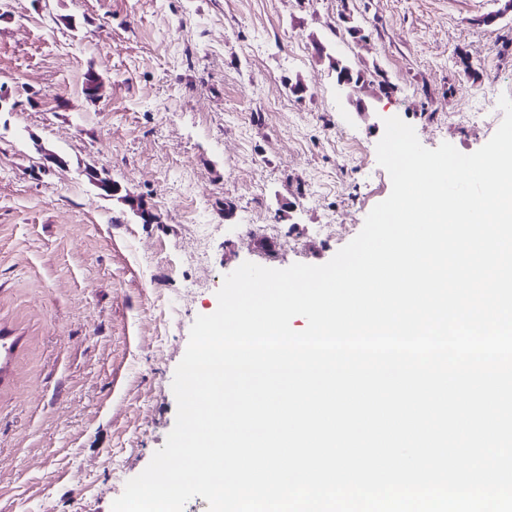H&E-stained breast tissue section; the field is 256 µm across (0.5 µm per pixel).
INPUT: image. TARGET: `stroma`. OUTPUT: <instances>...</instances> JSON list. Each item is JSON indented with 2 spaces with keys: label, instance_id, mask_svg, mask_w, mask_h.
I'll return each instance as SVG.
<instances>
[{
  "label": "stroma",
  "instance_id": "obj_1",
  "mask_svg": "<svg viewBox=\"0 0 512 512\" xmlns=\"http://www.w3.org/2000/svg\"><path fill=\"white\" fill-rule=\"evenodd\" d=\"M0 89V512H112L225 275L356 237L385 118L429 149L494 135L501 109L470 114L512 97V0H0Z\"/></svg>",
  "mask_w": 512,
  "mask_h": 512
}]
</instances>
